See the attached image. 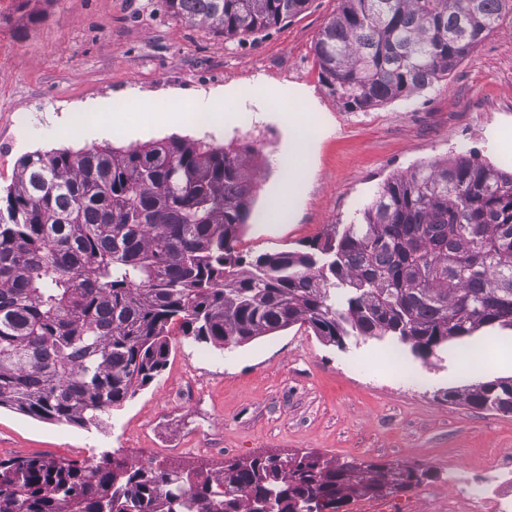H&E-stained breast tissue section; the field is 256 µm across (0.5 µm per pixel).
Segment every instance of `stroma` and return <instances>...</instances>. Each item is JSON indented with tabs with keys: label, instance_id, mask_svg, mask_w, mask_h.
<instances>
[{
	"label": "stroma",
	"instance_id": "obj_1",
	"mask_svg": "<svg viewBox=\"0 0 512 512\" xmlns=\"http://www.w3.org/2000/svg\"><path fill=\"white\" fill-rule=\"evenodd\" d=\"M338 0H308L298 14L227 40L174 19L163 0H0V195L31 152L79 151L49 117L90 103H131L123 118L141 135L92 139L128 149L177 135L242 151L253 209L236 250L251 261L311 251L350 223L388 178L457 153L512 168V11L431 87L350 112L324 87L314 52ZM261 88L221 129L186 122L150 129L142 102L166 106L192 93ZM288 108L320 135L303 166L294 221L259 215L286 177L280 166ZM164 368L100 428L0 409V461L121 458L203 474L225 461L313 452L343 462L421 466L423 482L394 493L395 512H448L449 470L483 472L512 451V413L449 402L447 392L496 378L512 330L484 328L422 357L390 339L338 345L308 324L242 344L212 343L171 327Z\"/></svg>",
	"mask_w": 512,
	"mask_h": 512
}]
</instances>
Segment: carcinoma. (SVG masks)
I'll return each instance as SVG.
<instances>
[{
	"instance_id": "carcinoma-1",
	"label": "carcinoma",
	"mask_w": 512,
	"mask_h": 512,
	"mask_svg": "<svg viewBox=\"0 0 512 512\" xmlns=\"http://www.w3.org/2000/svg\"><path fill=\"white\" fill-rule=\"evenodd\" d=\"M307 2L165 0L173 17L226 39ZM511 3L340 0L315 44L322 82L349 111L409 95L468 55ZM251 190L240 153L188 138L23 156L0 207V408L97 426L165 366L173 324L239 344L301 322L337 344L389 337L423 357L482 328L512 330L511 172L465 155L416 167L314 252L246 263L235 242ZM448 400L512 413V379ZM426 477L313 453L237 459L213 476L30 459L0 462V512H325Z\"/></svg>"
}]
</instances>
